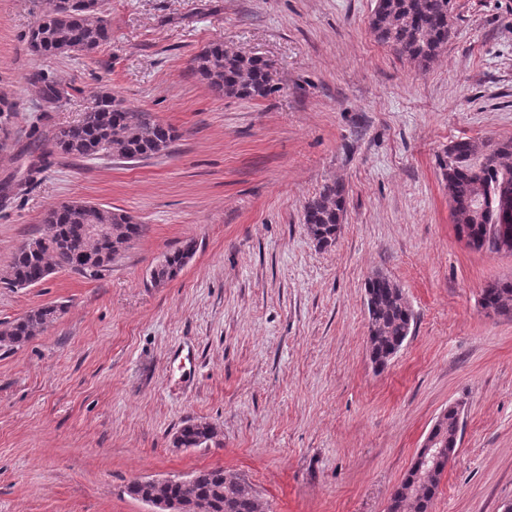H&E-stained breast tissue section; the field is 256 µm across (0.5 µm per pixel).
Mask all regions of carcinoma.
<instances>
[{
  "mask_svg": "<svg viewBox=\"0 0 512 512\" xmlns=\"http://www.w3.org/2000/svg\"><path fill=\"white\" fill-rule=\"evenodd\" d=\"M46 0L27 33L30 52L37 56L62 53L86 54L108 42L111 29L101 0H71L67 10L58 11ZM452 0H376L370 19L375 38L411 63L428 66L448 44L452 33ZM193 71L217 97L265 98L271 85L266 61L245 55L222 43L202 50L193 59ZM176 131L141 108L128 106L109 92L98 94L82 120L58 127L45 153L84 158L112 156L128 161L144 160L165 153L176 139ZM438 165L448 189V201L458 227L475 237L487 239L494 248L491 229L497 213L482 210L488 195L512 196V141L460 140L448 146ZM344 184L325 182L303 206V223L321 247L335 243L338 225L347 211ZM42 223L47 232L35 238L38 249L21 246L11 257L3 281L13 288L38 285L57 268L97 277L112 266L129 243L142 233L141 225L120 209L112 210L86 201H68L45 211ZM87 224H107L111 234L90 236ZM195 251L190 240L165 257L153 279L174 277ZM365 292L374 298L370 313L367 348L372 359H384L402 347L411 335L414 313L403 290L388 276L376 273L367 279ZM482 307L499 316H512V278L488 284L482 291ZM62 312V306L34 309L0 329V347H20L43 331ZM217 436L216 427L205 421L189 420L174 438L177 448H200ZM445 469L425 468L414 479L405 478L393 490L405 503V512H429L434 490ZM128 493L141 500L161 497L181 500L190 508L215 512H264L251 483L224 470L203 469L189 484L128 485Z\"/></svg>",
  "mask_w": 512,
  "mask_h": 512,
  "instance_id": "carcinoma-1",
  "label": "carcinoma"
}]
</instances>
